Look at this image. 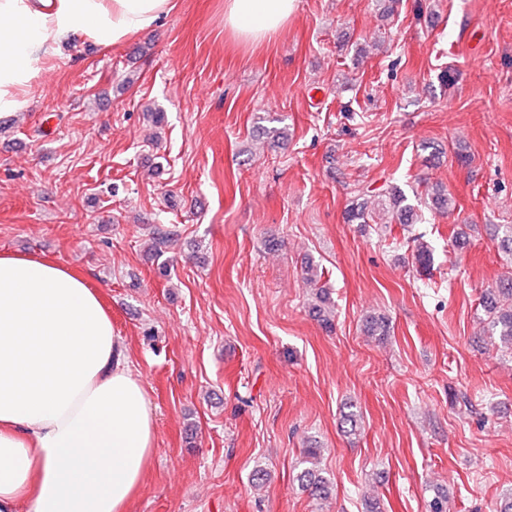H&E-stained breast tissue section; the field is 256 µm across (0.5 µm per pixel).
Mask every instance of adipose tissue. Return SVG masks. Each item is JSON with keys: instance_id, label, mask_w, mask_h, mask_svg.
Returning <instances> with one entry per match:
<instances>
[{"instance_id": "ef3b65f1", "label": "adipose tissue", "mask_w": 512, "mask_h": 512, "mask_svg": "<svg viewBox=\"0 0 512 512\" xmlns=\"http://www.w3.org/2000/svg\"><path fill=\"white\" fill-rule=\"evenodd\" d=\"M172 0H0V115L21 111L43 61L78 41L118 45ZM297 0H224L255 44ZM155 413L98 292L36 255L0 253V512H124L154 452Z\"/></svg>"}]
</instances>
